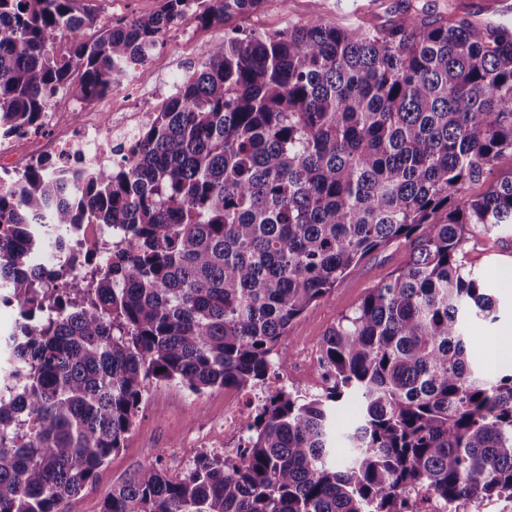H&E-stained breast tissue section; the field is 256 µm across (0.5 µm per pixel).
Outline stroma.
<instances>
[{"label": "stroma", "mask_w": 512, "mask_h": 512, "mask_svg": "<svg viewBox=\"0 0 512 512\" xmlns=\"http://www.w3.org/2000/svg\"><path fill=\"white\" fill-rule=\"evenodd\" d=\"M90 7L99 25L107 26L159 9V0H78ZM423 17L464 15L476 23H512V0H266L263 7L241 20L240 28L272 32L308 20L313 12L332 24L365 28L400 21L407 8ZM220 27L208 29L188 24L163 35L145 63L136 65L129 83L113 89L90 104L93 112L114 115L135 106L153 110L166 98L175 81L198 68L205 46L222 39ZM413 250L411 242L398 240L366 257L338 285L329 298L313 303L296 320L278 344L289 357L288 384L311 392L321 378L320 367L308 366L305 352L319 349L320 341L339 317L353 309L372 288L391 272L403 267ZM469 266L477 271L496 302L498 319L473 333L478 358H485V344L505 341L512 329V234L482 236L465 246ZM224 452V399L222 392L195 395L174 386L152 385L141 406L124 448L112 453L93 480L60 506V512H101L113 485L141 467L157 463L170 475H178L200 452Z\"/></svg>", "instance_id": "stroma-1"}]
</instances>
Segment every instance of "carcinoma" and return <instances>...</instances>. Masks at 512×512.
Masks as SVG:
<instances>
[{
    "label": "carcinoma",
    "instance_id": "1",
    "mask_svg": "<svg viewBox=\"0 0 512 512\" xmlns=\"http://www.w3.org/2000/svg\"><path fill=\"white\" fill-rule=\"evenodd\" d=\"M77 0H0V138L38 130L60 92L92 102L183 21L224 26L135 137L128 163L29 164L0 193V284L20 307L0 370V512H59L120 448L153 384L266 393L234 458L151 464L103 512H453L512 501V372L470 330L497 320L465 262L512 227V25L417 12L391 27L319 12L273 32L228 24L265 0H162L101 27ZM485 183L472 196L468 187ZM97 224L79 274L32 265L46 229ZM392 272L322 337L324 386L272 380L292 322L369 254ZM354 400L357 423L339 431ZM349 458L332 460L336 438Z\"/></svg>",
    "mask_w": 512,
    "mask_h": 512
}]
</instances>
